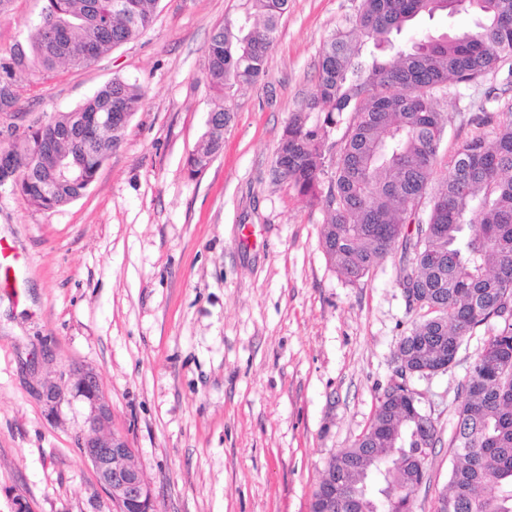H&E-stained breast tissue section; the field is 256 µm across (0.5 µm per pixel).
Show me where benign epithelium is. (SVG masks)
<instances>
[{
  "label": "benign epithelium",
  "instance_id": "obj_1",
  "mask_svg": "<svg viewBox=\"0 0 512 512\" xmlns=\"http://www.w3.org/2000/svg\"><path fill=\"white\" fill-rule=\"evenodd\" d=\"M41 396L53 408L73 398L88 406L87 429L79 436L77 447L91 465L98 485L111 499L114 512H158L152 486L137 465L127 439L104 432L112 419V405L103 396L94 371L73 369L62 384L44 383ZM320 484V495L311 500L309 512H336V471L325 470Z\"/></svg>",
  "mask_w": 512,
  "mask_h": 512
}]
</instances>
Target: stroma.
<instances>
[{"label": "stroma", "instance_id": "stroma-1", "mask_svg": "<svg viewBox=\"0 0 512 512\" xmlns=\"http://www.w3.org/2000/svg\"><path fill=\"white\" fill-rule=\"evenodd\" d=\"M245 0H161L154 25L83 69L31 80L0 130L82 104L119 77L144 99L118 149L71 203L44 210L0 189V512H113L76 446L87 409H51L43 382L94 370L159 512H308L332 456L366 429L415 312L393 251L352 282L328 263L327 214L271 169L314 91L324 43L360 0H289L265 73L235 99L224 149L186 161L214 95L201 78L212 33ZM46 0H13L0 54L29 45ZM494 92L495 102L485 100ZM442 161L512 112V67L449 86ZM478 327L443 373L412 377L438 429L411 498L436 512L448 488L460 386Z\"/></svg>", "mask_w": 512, "mask_h": 512}]
</instances>
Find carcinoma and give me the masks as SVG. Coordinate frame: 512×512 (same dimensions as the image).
Here are the masks:
<instances>
[{
    "mask_svg": "<svg viewBox=\"0 0 512 512\" xmlns=\"http://www.w3.org/2000/svg\"><path fill=\"white\" fill-rule=\"evenodd\" d=\"M159 0H48L33 25L29 49L0 57V112L18 102L25 79L64 65L87 67L135 39L154 21ZM242 22L225 21L211 36L202 75L215 91L206 131L187 159L189 172L208 167L224 147L234 94L264 73L288 0H246ZM360 0L350 29L333 34L319 58L318 82L288 122L272 175L327 213L321 239L330 264L355 282L395 248L402 251L399 285L416 292L418 313L399 342L396 363L423 368L458 351L481 325L490 335L461 385L448 481V512H512V360L494 373L483 365L512 355V112L490 136L463 143L438 179L445 130L440 102L448 82L476 83L512 59V0ZM475 16L474 27L425 35L402 47L393 36L438 13ZM144 92L114 78L70 112L8 129L4 149L12 172L0 171L26 203L53 209L79 196L120 145L128 117ZM322 121L308 124L309 113ZM352 121L329 141L341 114ZM414 229H409V226ZM410 388L392 382L367 429L336 455V480L355 512H390L389 495L411 512L413 485L438 441L434 421L397 400Z\"/></svg>",
    "mask_w": 512,
    "mask_h": 512,
    "instance_id": "obj_1",
    "label": "carcinoma"
}]
</instances>
